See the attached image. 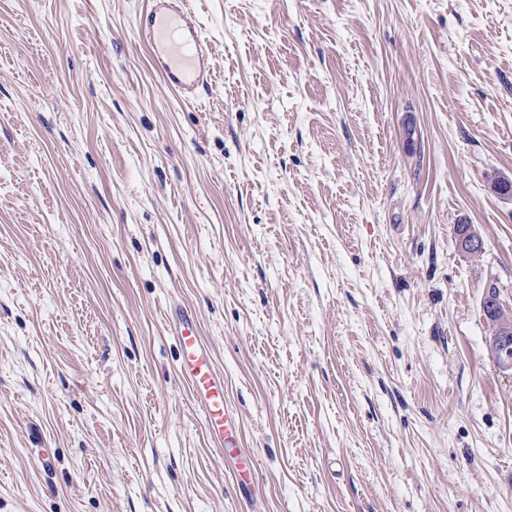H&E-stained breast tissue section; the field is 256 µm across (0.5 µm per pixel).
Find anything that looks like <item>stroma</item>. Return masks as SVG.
I'll return each mask as SVG.
<instances>
[{"label": "stroma", "mask_w": 512, "mask_h": 512, "mask_svg": "<svg viewBox=\"0 0 512 512\" xmlns=\"http://www.w3.org/2000/svg\"><path fill=\"white\" fill-rule=\"evenodd\" d=\"M147 5L0 0V512H512V0H187L188 102ZM139 17L142 38L166 85L185 100L208 82L210 64L207 41L196 16L181 7L183 0H149ZM173 325L182 350L180 373L201 403L208 432L223 453V447L233 444L237 433L235 419L224 401V377L217 373L212 356L201 341L194 315L179 309Z\"/></svg>", "instance_id": "35a3bbf8"}]
</instances>
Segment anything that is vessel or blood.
<instances>
[{
  "mask_svg": "<svg viewBox=\"0 0 512 512\" xmlns=\"http://www.w3.org/2000/svg\"><path fill=\"white\" fill-rule=\"evenodd\" d=\"M140 16V33L152 52L166 85L189 100L210 76L207 41L196 16L183 0H149ZM174 333L182 350L180 373L203 407L209 434L217 447L233 443L237 427L224 400V378L217 373L210 352L198 334L191 312L178 310Z\"/></svg>",
  "mask_w": 512,
  "mask_h": 512,
  "instance_id": "vessel-or-blood-1",
  "label": "vessel or blood"
}]
</instances>
